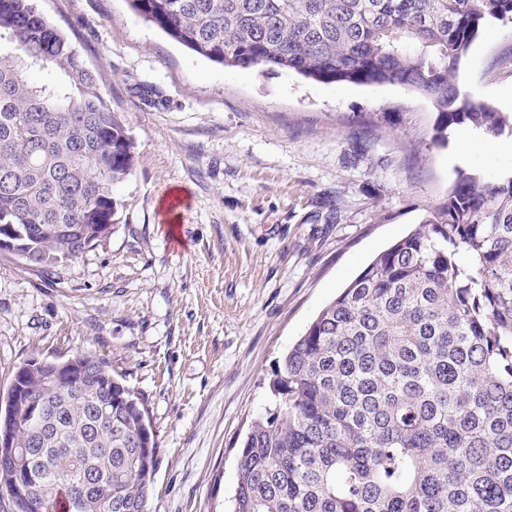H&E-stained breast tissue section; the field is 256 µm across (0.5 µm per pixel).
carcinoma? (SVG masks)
Listing matches in <instances>:
<instances>
[{
	"mask_svg": "<svg viewBox=\"0 0 512 512\" xmlns=\"http://www.w3.org/2000/svg\"><path fill=\"white\" fill-rule=\"evenodd\" d=\"M215 63L323 82L399 84L436 133L512 134V114L460 97L454 74L512 0H129ZM133 141L95 72L37 0H0V238L48 272L104 239ZM92 378L108 372L74 356ZM27 384L25 483L37 512H147L159 446L143 403L112 380ZM241 443L232 512H512V174L461 172L445 202L380 253L309 324ZM97 487L73 507L75 486Z\"/></svg>",
	"mask_w": 512,
	"mask_h": 512,
	"instance_id": "carcinoma-1",
	"label": "carcinoma"
}]
</instances>
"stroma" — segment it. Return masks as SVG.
I'll use <instances>...</instances> for the list:
<instances>
[{"instance_id": "1", "label": "stroma", "mask_w": 512, "mask_h": 512, "mask_svg": "<svg viewBox=\"0 0 512 512\" xmlns=\"http://www.w3.org/2000/svg\"><path fill=\"white\" fill-rule=\"evenodd\" d=\"M134 141L111 234L46 275L0 254V395L33 357L105 359L160 449L148 512H230L239 446L283 354L444 201L512 172V135L462 127L404 85L211 62L127 0H39ZM463 98L512 113V21L481 33Z\"/></svg>"}]
</instances>
